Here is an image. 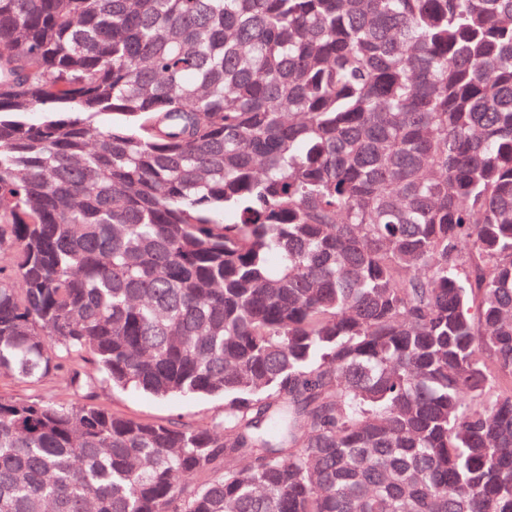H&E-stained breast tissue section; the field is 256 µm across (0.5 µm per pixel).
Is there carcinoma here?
Instances as JSON below:
<instances>
[{
  "label": "carcinoma",
  "mask_w": 512,
  "mask_h": 512,
  "mask_svg": "<svg viewBox=\"0 0 512 512\" xmlns=\"http://www.w3.org/2000/svg\"><path fill=\"white\" fill-rule=\"evenodd\" d=\"M0 512H512V0H0ZM95 376L97 380L91 386L75 391L63 372L49 375L43 386H35L10 374L0 373V397L27 400L42 396L74 406L96 404L150 422L183 420L199 423L224 416L223 397H174L159 400L142 392L113 390L112 385L100 374L95 373Z\"/></svg>",
  "instance_id": "1"
}]
</instances>
